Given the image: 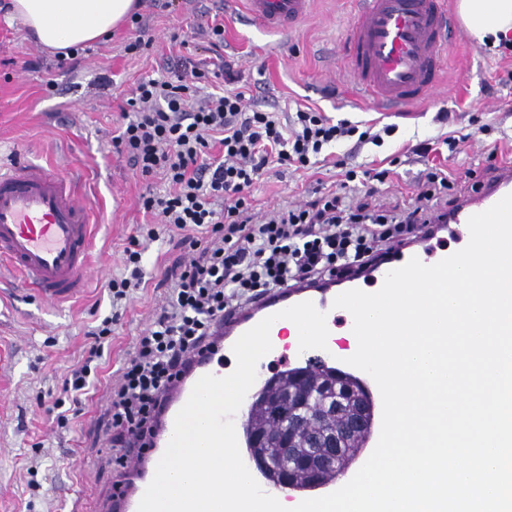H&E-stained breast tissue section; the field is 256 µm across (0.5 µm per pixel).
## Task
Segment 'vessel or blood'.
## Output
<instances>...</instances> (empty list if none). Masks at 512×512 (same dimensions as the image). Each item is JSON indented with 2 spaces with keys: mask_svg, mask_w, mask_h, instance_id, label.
Instances as JSON below:
<instances>
[{
  "mask_svg": "<svg viewBox=\"0 0 512 512\" xmlns=\"http://www.w3.org/2000/svg\"><path fill=\"white\" fill-rule=\"evenodd\" d=\"M248 20L267 32L292 31L306 19L314 0H239ZM352 23L342 46L344 63L352 76L356 99L394 108L429 100L444 81L441 58L456 37L450 0H351ZM512 194V166L499 167L483 180L473 195L460 200L445 213L435 215L414 245L394 250L385 261L371 267L362 278L346 280V289L377 292L388 272L410 259L432 265L452 255L449 246L438 244L439 235L452 233L467 245L468 220ZM93 226L91 206L81 195L77 178L59 166L25 158L0 162V277L12 276L40 299L60 304L79 295L91 271ZM333 286L291 292L269 291L247 309L225 314L216 327L217 346L194 357L192 379L165 395L161 409L163 428L148 451H134L132 476L125 493L112 501V512H138L157 464L172 437L175 418L190 397L194 382L211 374L223 377L233 370L232 348L248 330L273 317L269 337L271 351L260 367L289 368L303 359L299 344L289 341L292 321L280 311L298 303L312 302L325 313L333 342L324 359H346L358 348L349 311L335 307ZM262 490L280 503L298 505L306 499L328 495L343 485L334 480L310 488L286 487L260 479Z\"/></svg>",
  "mask_w": 512,
  "mask_h": 512,
  "instance_id": "vessel-or-blood-1",
  "label": "vessel or blood"
}]
</instances>
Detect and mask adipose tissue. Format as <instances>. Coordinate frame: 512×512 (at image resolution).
Listing matches in <instances>:
<instances>
[{"mask_svg": "<svg viewBox=\"0 0 512 512\" xmlns=\"http://www.w3.org/2000/svg\"><path fill=\"white\" fill-rule=\"evenodd\" d=\"M10 6L32 38L64 55L111 35L134 13L136 0H10ZM457 9L479 44L512 35V0H458Z\"/></svg>", "mask_w": 512, "mask_h": 512, "instance_id": "ef3b65f1", "label": "adipose tissue"}]
</instances>
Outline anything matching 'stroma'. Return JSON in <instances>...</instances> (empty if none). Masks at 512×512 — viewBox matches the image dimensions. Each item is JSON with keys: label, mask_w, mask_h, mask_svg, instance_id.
Here are the masks:
<instances>
[{"label": "stroma", "mask_w": 512, "mask_h": 512, "mask_svg": "<svg viewBox=\"0 0 512 512\" xmlns=\"http://www.w3.org/2000/svg\"><path fill=\"white\" fill-rule=\"evenodd\" d=\"M140 4L143 50L126 53L131 31L124 27L65 65L0 10V157L51 159L80 179L95 213L93 272L79 296L53 305L0 282V512H106L116 474L112 388L135 337L150 326L190 258L168 232L141 246L145 285L118 316L101 373L70 430L58 429L52 404L65 395L67 372L88 356L91 328L113 315L108 283L123 269V251L136 226L159 221L141 202L161 189L160 179L140 176L115 143L120 107L138 80L172 78L182 58L213 63L197 27L223 24L224 59L239 90L255 102L288 113L310 105L332 119L377 128L396 125L382 147L358 149L348 142L335 149L347 166L395 171L385 181L368 180L349 191L353 205L364 210L399 213L428 162L455 175L457 199L471 192L468 170L485 175L489 153L512 162V144L499 139L501 132L512 134V82L506 80L512 58L486 52L468 36L449 46L445 85L428 103L388 112L348 97L350 75L331 54L352 21L348 0H314L311 15L286 37L249 26L240 6L227 0ZM175 33L181 42L172 41ZM453 131L468 139L450 157L441 148ZM420 143L429 145L428 158L412 154ZM340 180L333 161L315 177L277 166L254 187V205L261 214L299 205L312 199L316 187L339 190Z\"/></svg>", "instance_id": "1"}]
</instances>
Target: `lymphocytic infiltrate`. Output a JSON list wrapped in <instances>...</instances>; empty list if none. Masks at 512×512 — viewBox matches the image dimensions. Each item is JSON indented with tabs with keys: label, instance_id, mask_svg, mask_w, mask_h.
<instances>
[{
	"label": "lymphocytic infiltrate",
	"instance_id": "obj_1",
	"mask_svg": "<svg viewBox=\"0 0 512 512\" xmlns=\"http://www.w3.org/2000/svg\"><path fill=\"white\" fill-rule=\"evenodd\" d=\"M203 76L194 68L186 78L140 80L127 101L133 117L116 138L136 171L161 176L167 188L142 201L161 223L139 225L132 236L123 273L108 283L113 306L129 304L144 285L139 244L156 239L159 226L193 252L166 303L137 337L112 392L117 448H146L161 396L187 374L190 356L209 349L215 323L230 304H250L277 287L361 274L382 243L413 238L422 221L414 209L398 222L361 214L333 193L256 219L251 189L272 164L310 170L337 143L355 137L377 145L393 128L363 131L308 106L283 118L246 105L229 71L227 90L200 95L193 82ZM215 145L222 151L218 160L208 154ZM112 323L107 317L91 329L96 349L67 374L65 389L73 404H80L98 377L101 346L112 338Z\"/></svg>",
	"mask_w": 512,
	"mask_h": 512
}]
</instances>
